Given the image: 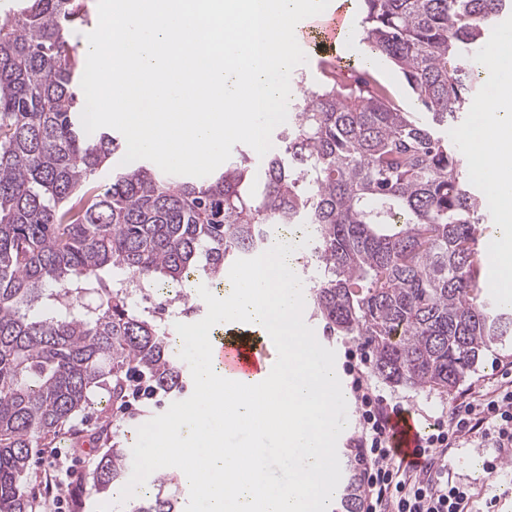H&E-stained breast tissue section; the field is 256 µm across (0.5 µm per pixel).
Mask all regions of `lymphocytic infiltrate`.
<instances>
[{"label":"lymphocytic infiltrate","mask_w":512,"mask_h":512,"mask_svg":"<svg viewBox=\"0 0 512 512\" xmlns=\"http://www.w3.org/2000/svg\"><path fill=\"white\" fill-rule=\"evenodd\" d=\"M370 354L356 345L345 349L344 371L354 400L361 464V512H470L467 486L447 466L448 450L467 441L512 457V380L484 392L469 393L451 415L431 425L419 460L396 457L393 416L400 403L388 402L369 377Z\"/></svg>","instance_id":"lymphocytic-infiltrate-1"}]
</instances>
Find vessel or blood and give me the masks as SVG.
<instances>
[{
    "instance_id": "obj_1",
    "label": "vessel or blood",
    "mask_w": 512,
    "mask_h": 512,
    "mask_svg": "<svg viewBox=\"0 0 512 512\" xmlns=\"http://www.w3.org/2000/svg\"><path fill=\"white\" fill-rule=\"evenodd\" d=\"M345 5L329 4L326 10L298 23L295 36L307 56V69H323L336 45L345 38ZM212 361L228 377H255L262 374L269 361L272 339L253 335L252 331L234 326L224 335L211 337ZM399 455L413 461L414 453L427 429L413 411H405L394 420Z\"/></svg>"
}]
</instances>
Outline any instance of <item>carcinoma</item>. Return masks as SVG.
Here are the masks:
<instances>
[{"instance_id": "obj_1", "label": "carcinoma", "mask_w": 512, "mask_h": 512, "mask_svg": "<svg viewBox=\"0 0 512 512\" xmlns=\"http://www.w3.org/2000/svg\"><path fill=\"white\" fill-rule=\"evenodd\" d=\"M369 53L393 64L414 102L451 126L479 93L486 22L512 0H360ZM89 23L80 0H16L0 12V512H37L26 491L32 449L85 412L96 391L117 407L137 383L178 394L184 369L169 325L130 304L142 288L191 293L206 269L265 251L274 227L309 230L310 288L324 333L358 336L383 380L449 392L490 345L512 337V310L487 301L477 249L482 200L455 144L396 104L369 76L335 74L289 100L293 125L260 173L241 157L203 178L148 162L96 172L125 139L86 134L85 62L68 39ZM87 294L97 296L92 309ZM112 433L88 492L127 479ZM135 512H177L172 473ZM352 468L343 512H360Z\"/></svg>"}]
</instances>
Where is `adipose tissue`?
I'll return each mask as SVG.
<instances>
[{
	"instance_id": "1",
	"label": "adipose tissue",
	"mask_w": 512,
	"mask_h": 512,
	"mask_svg": "<svg viewBox=\"0 0 512 512\" xmlns=\"http://www.w3.org/2000/svg\"><path fill=\"white\" fill-rule=\"evenodd\" d=\"M479 133H464L467 168L489 181L495 194L512 197V87L475 103Z\"/></svg>"
}]
</instances>
